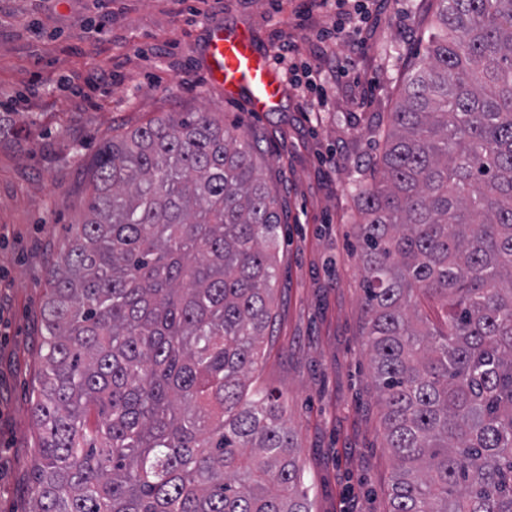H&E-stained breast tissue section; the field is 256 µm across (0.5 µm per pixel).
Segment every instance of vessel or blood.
<instances>
[{"instance_id": "vessel-or-blood-1", "label": "vessel or blood", "mask_w": 512, "mask_h": 512, "mask_svg": "<svg viewBox=\"0 0 512 512\" xmlns=\"http://www.w3.org/2000/svg\"><path fill=\"white\" fill-rule=\"evenodd\" d=\"M206 62L211 82L223 89L226 98H247L251 111H271L283 97L281 74L250 30L212 26Z\"/></svg>"}]
</instances>
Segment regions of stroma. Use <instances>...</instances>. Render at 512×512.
Here are the masks:
<instances>
[{"label":"stroma","instance_id":"stroma-1","mask_svg":"<svg viewBox=\"0 0 512 512\" xmlns=\"http://www.w3.org/2000/svg\"><path fill=\"white\" fill-rule=\"evenodd\" d=\"M0 0V512H28L39 443L31 393L41 311L70 225L86 210L99 148L148 121L216 112L257 139L283 224L273 324L258 383L283 395L311 512H389L395 466L370 363L356 182L378 171L389 118L428 41L432 0ZM245 27L272 49L301 42L280 105L250 112L207 74L212 25ZM344 26L335 44L321 32ZM348 70L337 78L332 59ZM112 71L78 98L61 85Z\"/></svg>","mask_w":512,"mask_h":512}]
</instances>
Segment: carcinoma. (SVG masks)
Instances as JSON below:
<instances>
[{
  "label": "carcinoma",
  "instance_id": "carcinoma-1",
  "mask_svg": "<svg viewBox=\"0 0 512 512\" xmlns=\"http://www.w3.org/2000/svg\"><path fill=\"white\" fill-rule=\"evenodd\" d=\"M434 2L355 187L389 512H512V0ZM252 150L201 111L98 154L45 292L29 512H310L282 395L246 392L281 224Z\"/></svg>",
  "mask_w": 512,
  "mask_h": 512
}]
</instances>
